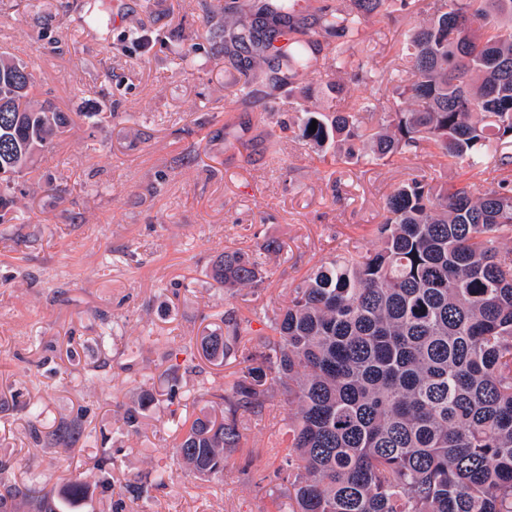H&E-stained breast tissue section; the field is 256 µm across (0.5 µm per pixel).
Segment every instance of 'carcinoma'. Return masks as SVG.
Instances as JSON below:
<instances>
[{"instance_id": "1", "label": "carcinoma", "mask_w": 512, "mask_h": 512, "mask_svg": "<svg viewBox=\"0 0 512 512\" xmlns=\"http://www.w3.org/2000/svg\"><path fill=\"white\" fill-rule=\"evenodd\" d=\"M420 0H342L314 7L325 33L313 40L297 0H258L247 21L209 23L224 64L242 75L239 96L292 84L312 56L366 74L367 57L343 47L394 5L408 21ZM83 21L105 29L99 0H83ZM397 59L409 64L393 111L368 98L342 110L299 108L300 138L336 165L394 164L428 148L449 180L416 175L388 198L373 228L374 250L338 254L292 289L271 337L242 347L245 320L201 337L213 360L240 353L244 368L215 395L220 414L180 423L175 457L201 477H224L226 451L241 447L237 413L262 409L279 384L296 407L288 423L283 481L288 512H512V0H432ZM262 56L256 71L248 57ZM29 65L0 56V224H8L13 178L72 118L33 100ZM317 122L316 131L309 130ZM487 175L473 195L470 179ZM211 278L256 286L266 270L252 255L224 253ZM79 436L61 422L45 442ZM88 487L63 489L78 501ZM21 497L28 512H59L55 497L0 479V512Z\"/></svg>"}]
</instances>
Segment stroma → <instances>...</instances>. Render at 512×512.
Wrapping results in <instances>:
<instances>
[{"instance_id":"35a3bbf8","label":"stroma","mask_w":512,"mask_h":512,"mask_svg":"<svg viewBox=\"0 0 512 512\" xmlns=\"http://www.w3.org/2000/svg\"><path fill=\"white\" fill-rule=\"evenodd\" d=\"M228 2L103 0L106 42L80 21L81 0H42L37 12L0 0V52L33 64L35 100L73 115L16 179L18 221L0 224V480H35L56 496L79 478L90 496L67 512H278L294 415L279 386L261 412L239 410L241 446L223 479L201 480L172 454L173 419L211 410V393L241 369L232 356L208 361L197 341L237 317L249 321L246 346H259L305 275L375 246L372 230L402 182L446 179L421 152L396 165L341 164L330 182L299 137L298 103L393 105L399 18L366 28L373 79L304 70L259 104L239 97L238 72L208 39L207 10ZM270 241L279 251H265ZM235 250L264 263L260 286L212 280L214 262ZM166 353L181 366L174 397ZM146 393L154 402L129 427L125 411ZM73 419L83 434L71 448L41 441ZM104 456L114 461L106 472ZM158 470L163 487L128 493Z\"/></svg>"}]
</instances>
